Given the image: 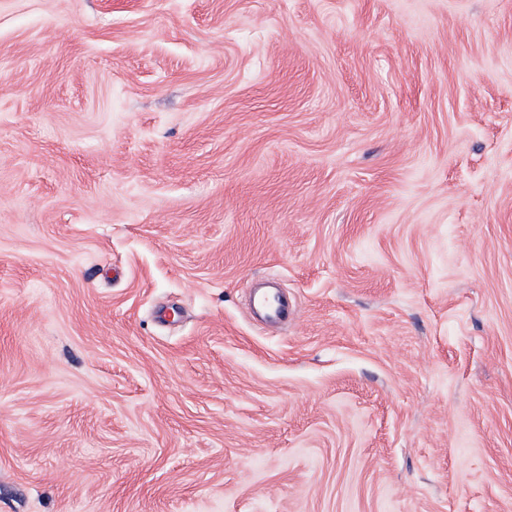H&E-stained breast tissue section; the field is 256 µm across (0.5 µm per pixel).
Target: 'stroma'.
Masks as SVG:
<instances>
[{"instance_id": "1", "label": "stroma", "mask_w": 512, "mask_h": 512, "mask_svg": "<svg viewBox=\"0 0 512 512\" xmlns=\"http://www.w3.org/2000/svg\"><path fill=\"white\" fill-rule=\"evenodd\" d=\"M0 512H512V0H0ZM249 302L253 315L270 331L280 330L296 311L288 299L275 292L259 293L250 289Z\"/></svg>"}]
</instances>
